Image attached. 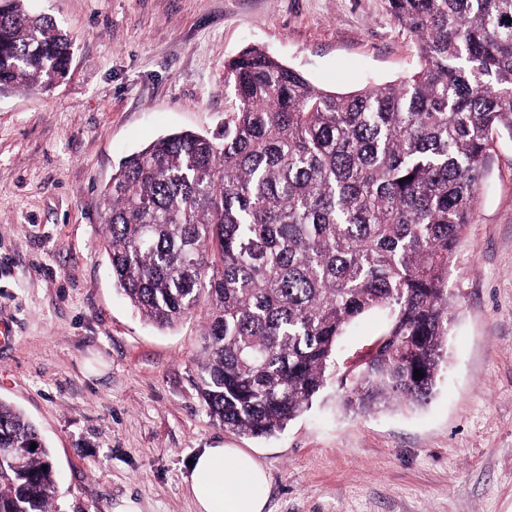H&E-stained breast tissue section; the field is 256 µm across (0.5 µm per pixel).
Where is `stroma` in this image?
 Instances as JSON below:
<instances>
[{
	"mask_svg": "<svg viewBox=\"0 0 512 512\" xmlns=\"http://www.w3.org/2000/svg\"><path fill=\"white\" fill-rule=\"evenodd\" d=\"M74 43L51 91L0 92V401L32 421L59 474L57 512H195L203 448H244L266 512H512V137L494 138L448 288V365L421 407L357 414L329 378L271 436L219 426L198 390L204 310L161 329L101 249L119 162L191 130L220 135L224 65L256 46L317 87L350 92L418 69L388 0H28ZM388 321L338 340L339 370Z\"/></svg>",
	"mask_w": 512,
	"mask_h": 512,
	"instance_id": "1",
	"label": "stroma"
}]
</instances>
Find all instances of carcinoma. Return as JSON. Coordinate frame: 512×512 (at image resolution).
<instances>
[{
	"mask_svg": "<svg viewBox=\"0 0 512 512\" xmlns=\"http://www.w3.org/2000/svg\"><path fill=\"white\" fill-rule=\"evenodd\" d=\"M26 2L0 0V91L67 74L70 35ZM388 2L418 70L337 93L245 49L224 66V133L163 136L105 189L101 248L141 315L169 327L208 296L199 391L226 430H284L326 384L338 337L374 311L392 318L341 380L347 410L423 405L447 363L450 268L493 133L512 136V0ZM0 446V512H56L48 452L3 402Z\"/></svg>",
	"mask_w": 512,
	"mask_h": 512,
	"instance_id": "carcinoma-1",
	"label": "carcinoma"
}]
</instances>
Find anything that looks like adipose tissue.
I'll return each mask as SVG.
<instances>
[{
  "instance_id": "obj_1",
  "label": "adipose tissue",
  "mask_w": 512,
  "mask_h": 512,
  "mask_svg": "<svg viewBox=\"0 0 512 512\" xmlns=\"http://www.w3.org/2000/svg\"><path fill=\"white\" fill-rule=\"evenodd\" d=\"M185 482L196 512H265L267 499L262 489L268 475L244 449H202L194 455Z\"/></svg>"
}]
</instances>
